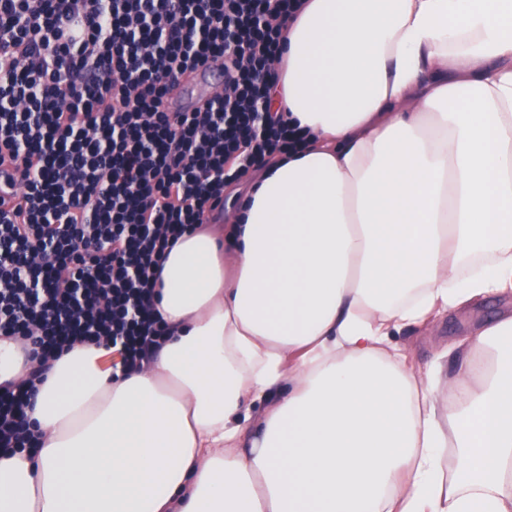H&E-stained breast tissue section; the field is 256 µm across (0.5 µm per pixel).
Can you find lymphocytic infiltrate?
<instances>
[{
	"label": "lymphocytic infiltrate",
	"instance_id": "1",
	"mask_svg": "<svg viewBox=\"0 0 512 512\" xmlns=\"http://www.w3.org/2000/svg\"><path fill=\"white\" fill-rule=\"evenodd\" d=\"M300 0H0V336L27 341L0 384V452L36 448L31 398L78 343L133 370L166 329L151 301L167 252L224 209V187L304 147L273 118L271 60ZM223 60L225 91L166 103Z\"/></svg>",
	"mask_w": 512,
	"mask_h": 512
}]
</instances>
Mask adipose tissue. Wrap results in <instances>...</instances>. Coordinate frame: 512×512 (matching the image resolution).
<instances>
[{
  "instance_id": "1",
  "label": "adipose tissue",
  "mask_w": 512,
  "mask_h": 512,
  "mask_svg": "<svg viewBox=\"0 0 512 512\" xmlns=\"http://www.w3.org/2000/svg\"><path fill=\"white\" fill-rule=\"evenodd\" d=\"M301 3L272 100L306 149L177 241L140 368L53 362L0 512H512V314L390 343L512 292V0ZM511 313V293L506 296H490L436 318L421 329H405L393 336L392 342L407 351L415 362L424 365L450 341L468 336L482 324Z\"/></svg>"
}]
</instances>
